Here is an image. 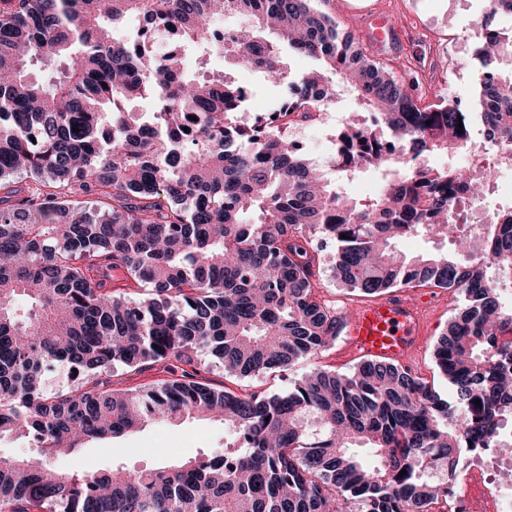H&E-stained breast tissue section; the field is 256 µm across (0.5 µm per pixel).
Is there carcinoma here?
<instances>
[{
    "instance_id": "1",
    "label": "carcinoma",
    "mask_w": 512,
    "mask_h": 512,
    "mask_svg": "<svg viewBox=\"0 0 512 512\" xmlns=\"http://www.w3.org/2000/svg\"><path fill=\"white\" fill-rule=\"evenodd\" d=\"M223 15L245 25L220 30ZM284 44L318 67L291 73ZM189 52L202 69L224 57L286 85L273 109L284 117L309 119L345 87L375 128L347 127L319 169L288 124L240 119L247 87L187 72ZM476 57L483 134L512 142V73H501L512 37L489 30ZM413 92L313 0H0V438L42 454L0 457V512H433L459 454L488 447L512 411V342L499 341L512 306L492 284L512 279V205L494 208L473 256L457 205L486 202L483 176L419 160L465 149L470 113ZM137 100L151 110L127 111ZM367 170L383 186L356 200L344 181ZM18 175L31 182L23 194ZM409 235L446 239L453 254L397 252ZM315 239L336 244L333 277L351 292L464 295L434 350L449 398L377 360L316 368L271 396L200 376V355L246 378L336 341ZM173 361L186 366L178 378L110 384L118 368ZM54 372L66 386H49ZM187 417L222 422L236 451L93 473L51 463Z\"/></svg>"
}]
</instances>
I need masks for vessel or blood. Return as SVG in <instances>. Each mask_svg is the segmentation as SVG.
I'll list each match as a JSON object with an SVG mask.
<instances>
[{
  "instance_id": "1",
  "label": "vessel or blood",
  "mask_w": 512,
  "mask_h": 512,
  "mask_svg": "<svg viewBox=\"0 0 512 512\" xmlns=\"http://www.w3.org/2000/svg\"><path fill=\"white\" fill-rule=\"evenodd\" d=\"M441 299L398 288L347 303L342 318L344 350L413 366L428 338Z\"/></svg>"
}]
</instances>
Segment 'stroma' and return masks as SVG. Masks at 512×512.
Returning a JSON list of instances; mask_svg holds the SVG:
<instances>
[{
  "label": "stroma",
  "instance_id": "stroma-1",
  "mask_svg": "<svg viewBox=\"0 0 512 512\" xmlns=\"http://www.w3.org/2000/svg\"><path fill=\"white\" fill-rule=\"evenodd\" d=\"M318 8L334 16L342 30L352 33L365 53L375 60L402 64L409 79L417 80L416 95L422 103L437 96L475 104L482 82V70L474 58L475 49L484 40L482 20L488 11L487 0H318ZM392 17L398 27L409 30L406 41L392 40L379 45L371 37L372 22L379 15ZM212 68L225 71L235 82L247 86L251 96L247 104L250 116L269 114L281 99L280 89L267 85L263 75L216 59ZM360 123L372 126V116L348 91H340L317 120L296 123L290 134L306 157L320 168H328L339 146L344 125ZM463 303L462 295L447 297L439 311L428 344L414 366L415 373L433 383L440 395H447L448 382L439 375L433 349L448 322ZM335 342L315 360H303L290 367L248 378L226 376L222 368L202 370L211 385L238 394L286 392L312 366L339 373L352 371L357 361ZM222 424L200 418L155 423L123 436L95 441L70 455L55 457L62 471H96L121 465L130 469L159 466L162 460H194L224 448Z\"/></svg>",
  "mask_w": 512,
  "mask_h": 512
}]
</instances>
